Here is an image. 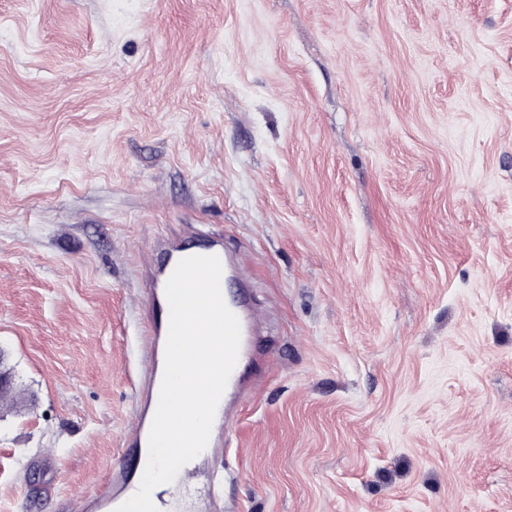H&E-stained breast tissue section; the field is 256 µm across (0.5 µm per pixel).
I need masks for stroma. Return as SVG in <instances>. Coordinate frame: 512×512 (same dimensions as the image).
Listing matches in <instances>:
<instances>
[{
	"label": "stroma",
	"instance_id": "35a3bbf8",
	"mask_svg": "<svg viewBox=\"0 0 512 512\" xmlns=\"http://www.w3.org/2000/svg\"><path fill=\"white\" fill-rule=\"evenodd\" d=\"M195 228L272 360L166 512H512V0H0V512L129 469ZM199 236L202 237V243L196 242ZM196 255L219 257L222 264L221 290L223 298L228 308L238 317L241 325L238 361L224 391L225 402L232 403L240 395V366L253 342L251 336L253 335L254 319L244 291H241L237 301L229 300L227 288H230L233 283H237L239 288L244 287L234 269L232 255L224 250L221 238L211 236L209 233L196 232L167 237L154 246L151 254L143 259L142 282L150 305V311L146 315L147 323L142 332V336H147L146 357L152 361L155 356H162V352L165 356L170 314L165 293L166 283L182 259Z\"/></svg>",
	"mask_w": 512,
	"mask_h": 512
}]
</instances>
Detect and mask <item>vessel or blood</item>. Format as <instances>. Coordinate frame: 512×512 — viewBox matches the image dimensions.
Here are the masks:
<instances>
[{
  "instance_id": "1",
  "label": "vessel or blood",
  "mask_w": 512,
  "mask_h": 512,
  "mask_svg": "<svg viewBox=\"0 0 512 512\" xmlns=\"http://www.w3.org/2000/svg\"><path fill=\"white\" fill-rule=\"evenodd\" d=\"M219 257L222 264L221 286L230 288L238 282L232 256L224 248L221 238L210 234H197L187 232L162 239L154 246L150 255L142 261V282L145 295L150 305V311L146 316L143 334L146 336L145 352L147 358L161 356L166 350V342L169 331V305L166 298L165 287L168 279L174 272L178 263L190 256ZM229 309L238 317L241 325L240 354H247L252 345L254 319L245 297L229 302ZM162 378L151 376L146 386L138 393L139 422L126 437L128 451L135 459L136 475H143L146 465L145 458L149 456V432L157 411ZM112 484L115 488L113 494H101L95 503L101 507L118 508L132 497L138 486L126 481L121 473H114Z\"/></svg>"
}]
</instances>
